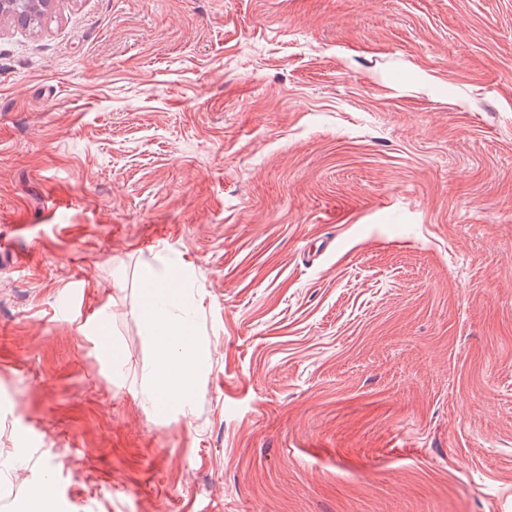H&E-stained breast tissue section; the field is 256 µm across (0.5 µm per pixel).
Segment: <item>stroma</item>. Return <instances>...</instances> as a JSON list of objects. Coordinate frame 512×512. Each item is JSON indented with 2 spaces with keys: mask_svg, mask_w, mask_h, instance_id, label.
<instances>
[{
  "mask_svg": "<svg viewBox=\"0 0 512 512\" xmlns=\"http://www.w3.org/2000/svg\"><path fill=\"white\" fill-rule=\"evenodd\" d=\"M172 278L186 414L138 315ZM512 512V0L0 19V512Z\"/></svg>",
  "mask_w": 512,
  "mask_h": 512,
  "instance_id": "obj_1",
  "label": "stroma"
}]
</instances>
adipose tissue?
Here are the masks:
<instances>
[{"label":"adipose tissue","instance_id":"adipose-tissue-1","mask_svg":"<svg viewBox=\"0 0 512 512\" xmlns=\"http://www.w3.org/2000/svg\"><path fill=\"white\" fill-rule=\"evenodd\" d=\"M142 321L155 338V390L168 413L185 410L194 391L199 371L195 339L186 322L177 319L174 310L152 307Z\"/></svg>","mask_w":512,"mask_h":512}]
</instances>
